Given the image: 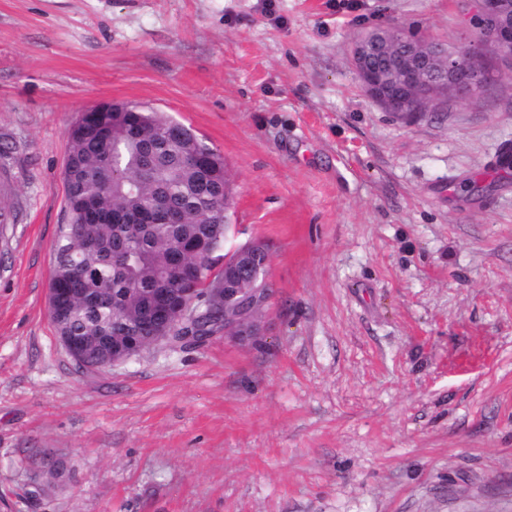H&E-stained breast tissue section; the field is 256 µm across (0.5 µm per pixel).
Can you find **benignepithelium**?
Returning <instances> with one entry per match:
<instances>
[{
    "mask_svg": "<svg viewBox=\"0 0 512 512\" xmlns=\"http://www.w3.org/2000/svg\"><path fill=\"white\" fill-rule=\"evenodd\" d=\"M483 20L478 41L454 45L412 41L394 26L374 28L353 44L352 59L368 95L380 108L400 119L432 112L448 99H469L485 85L497 62L512 64V0H477ZM475 60L466 64L463 55ZM224 293V306L237 317L225 335L246 342L264 335L265 323L257 314L269 307L271 290L261 294L245 288H211ZM196 299L178 309L165 310L167 323L179 326L194 315Z\"/></svg>",
    "mask_w": 512,
    "mask_h": 512,
    "instance_id": "1",
    "label": "benign epithelium"
}]
</instances>
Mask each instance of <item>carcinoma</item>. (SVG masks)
Returning a JSON list of instances; mask_svg holds the SVG:
<instances>
[{
    "label": "carcinoma",
    "instance_id": "1",
    "mask_svg": "<svg viewBox=\"0 0 512 512\" xmlns=\"http://www.w3.org/2000/svg\"><path fill=\"white\" fill-rule=\"evenodd\" d=\"M190 128L173 118L141 108L118 116L101 114L77 120L69 134L65 164L68 222L54 244L50 287L68 288L49 316L60 336L85 338L97 349L150 347L148 337L161 329L156 311L166 299L179 300L188 287L184 269L195 267L194 285L210 277L246 288H264L262 242L246 253L259 267L256 278L243 282L240 268L212 273L198 246L224 256L230 225L218 221L232 183L223 157L197 137V161L184 155L180 134ZM0 252L10 242L9 226L17 223L12 203L0 202ZM224 298L201 300L200 316L174 333H213L212 315L223 314Z\"/></svg>",
    "mask_w": 512,
    "mask_h": 512
}]
</instances>
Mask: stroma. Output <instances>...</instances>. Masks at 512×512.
Instances as JSON below:
<instances>
[{
	"label": "stroma",
	"instance_id": "1",
	"mask_svg": "<svg viewBox=\"0 0 512 512\" xmlns=\"http://www.w3.org/2000/svg\"><path fill=\"white\" fill-rule=\"evenodd\" d=\"M387 25L480 37L474 0H0V512H512V71L399 120L351 61ZM99 102L223 155L229 248L271 249L258 342L101 371L60 342L68 130Z\"/></svg>",
	"mask_w": 512,
	"mask_h": 512
}]
</instances>
